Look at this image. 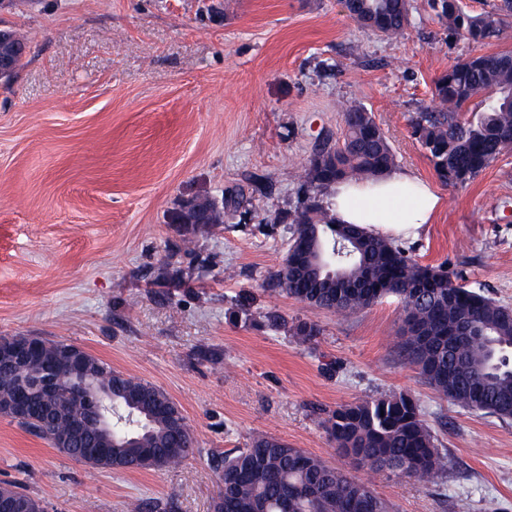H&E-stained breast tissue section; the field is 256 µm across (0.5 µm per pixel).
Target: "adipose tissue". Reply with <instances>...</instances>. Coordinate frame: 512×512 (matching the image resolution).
Here are the masks:
<instances>
[{
    "instance_id": "adipose-tissue-1",
    "label": "adipose tissue",
    "mask_w": 512,
    "mask_h": 512,
    "mask_svg": "<svg viewBox=\"0 0 512 512\" xmlns=\"http://www.w3.org/2000/svg\"><path fill=\"white\" fill-rule=\"evenodd\" d=\"M443 205L432 183L408 170L392 171L376 182L331 184L325 198V208L337 223L405 237L418 236Z\"/></svg>"
}]
</instances>
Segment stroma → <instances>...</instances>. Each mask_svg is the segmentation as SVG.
Wrapping results in <instances>:
<instances>
[{
    "instance_id": "obj_1",
    "label": "stroma",
    "mask_w": 512,
    "mask_h": 512,
    "mask_svg": "<svg viewBox=\"0 0 512 512\" xmlns=\"http://www.w3.org/2000/svg\"><path fill=\"white\" fill-rule=\"evenodd\" d=\"M0 23L29 46L0 84V336L63 340L160 387L194 437L178 466L115 473L0 416V484L22 482L46 512H128L169 495L177 512H211L212 456L262 432L349 469L329 411L402 392L448 470L425 487L371 475L393 512H512V420L419 377L396 348L394 299L345 318L268 288L289 212L325 198L299 171L316 146L341 142L342 109L359 105L398 167L444 197L434 223L403 240L409 255L512 307V151L445 185L412 124L448 66L512 51V28L480 46L427 0H410L396 38L353 20L343 0H10ZM194 196L240 205L187 249L172 215ZM166 262L184 277L160 279ZM304 321L318 324L314 339L295 335Z\"/></svg>"
}]
</instances>
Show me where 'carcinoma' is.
<instances>
[{"instance_id":"cac0c4a2","label":"carcinoma","mask_w":512,"mask_h":512,"mask_svg":"<svg viewBox=\"0 0 512 512\" xmlns=\"http://www.w3.org/2000/svg\"><path fill=\"white\" fill-rule=\"evenodd\" d=\"M448 30L473 43L502 38L512 17V0L475 14L463 0H429ZM350 17L363 24L378 20L374 31L397 37L409 22V0H357ZM481 98V113L461 118ZM430 111L413 121L438 179L463 183L476 177L505 150L512 149V52L491 53L448 67L434 82ZM343 139L323 144L303 166L304 183L326 187L339 180L377 178L396 167L388 140L367 109H343ZM174 223L193 231L224 223V204L196 196L175 212ZM292 237L273 291L316 309L343 316L359 313L384 298L401 303L413 316L415 331L402 332L400 354L440 396L502 420L512 419V308L498 304L451 278L442 266L423 265L384 236L354 224H335L316 202L297 209ZM331 269L317 265L320 252ZM60 341H47L40 357L22 369H0V400L14 398L16 387L45 371L55 379V403L65 413L83 412L71 390L66 365L55 362ZM100 381L112 383L116 447L112 460L83 461L97 469L140 470L146 448L155 450L150 468L182 463L193 451V435L181 433L177 405L155 385L126 377L108 365ZM16 424L46 440L39 415ZM336 452L360 456L361 468L427 486L448 468L419 403L405 393L341 405L325 420ZM222 486L213 512H389L372 484L350 476L327 460L292 448L269 434H256L234 455L213 461ZM130 512H177L172 496L134 501Z\"/></svg>"}]
</instances>
